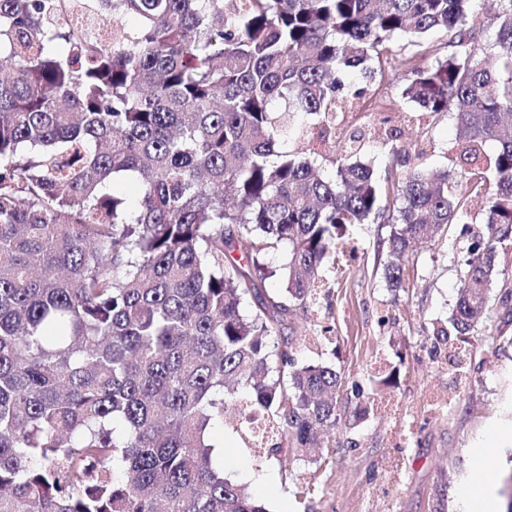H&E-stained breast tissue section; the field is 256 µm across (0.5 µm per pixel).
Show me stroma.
Wrapping results in <instances>:
<instances>
[{"label":"stroma","instance_id":"1","mask_svg":"<svg viewBox=\"0 0 512 512\" xmlns=\"http://www.w3.org/2000/svg\"><path fill=\"white\" fill-rule=\"evenodd\" d=\"M355 105L345 119L364 131L363 159L377 173L394 161L390 145L407 149L422 137L433 148L419 167L456 171L457 127L450 117L421 114L405 99L396 112L371 111L367 98ZM382 232L378 224L350 226L356 250L344 272L325 268L315 299L288 317L286 335L319 339L294 348L297 363L325 362L343 376L336 452L320 476L321 493L312 500L298 494L310 464L266 460L228 426L211 433L224 472L267 512H472L462 490L479 476L497 512H506L512 500V320L496 307L493 329L478 328L464 341L437 336L465 272L461 225H448L409 254L397 290L388 286L377 251ZM326 326L331 333L324 339ZM391 373L394 386L375 390L377 377ZM375 393L391 401L393 412L372 408L355 417ZM494 432L504 439L483 456Z\"/></svg>","mask_w":512,"mask_h":512}]
</instances>
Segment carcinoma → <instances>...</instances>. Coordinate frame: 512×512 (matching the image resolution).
Segmentation results:
<instances>
[{"label": "carcinoma", "mask_w": 512, "mask_h": 512, "mask_svg": "<svg viewBox=\"0 0 512 512\" xmlns=\"http://www.w3.org/2000/svg\"><path fill=\"white\" fill-rule=\"evenodd\" d=\"M477 2L0 0V512H266L210 432L264 416L266 457L325 459L342 374L296 365L280 330L349 224L390 225L397 289L409 248L485 195L451 326L491 320L512 240V0ZM355 72L453 116L458 179L395 146L375 176L338 114L394 101L348 93Z\"/></svg>", "instance_id": "cac0c4a2"}]
</instances>
